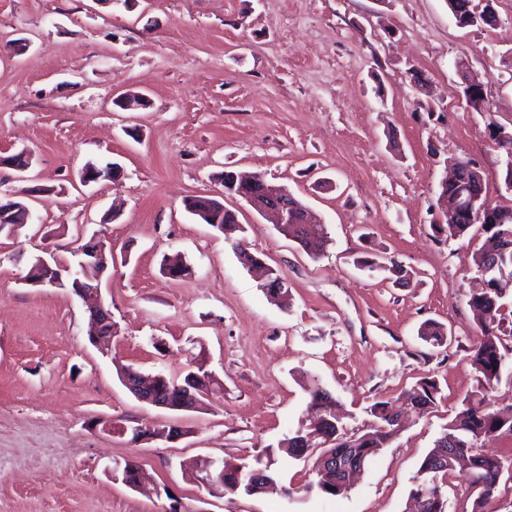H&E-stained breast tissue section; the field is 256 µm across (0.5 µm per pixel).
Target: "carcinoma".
Segmentation results:
<instances>
[{"mask_svg": "<svg viewBox=\"0 0 512 512\" xmlns=\"http://www.w3.org/2000/svg\"><path fill=\"white\" fill-rule=\"evenodd\" d=\"M474 195L486 196V186L477 183L469 187L450 184L441 188L439 196L448 197L450 204H463ZM435 230L448 239L467 236L473 228L471 224H436ZM224 239L239 248L238 234L243 232L240 224L234 223V215L224 212L222 224ZM284 235L298 242L311 256H319L326 240L310 224H288L282 228ZM473 259L476 269L484 270L491 261L496 262V273L491 276V287L471 296V305L482 315L481 337L471 349V361L477 373L476 390L466 395L453 419L444 427V431L435 440L433 448L424 457L419 470L431 471L440 485H445L448 474L456 471L454 456L467 457L473 465L472 475L464 476L468 488L477 492L472 512H489L488 505L499 485L500 470L503 461L487 456L479 451L485 443L504 433L512 434V404L498 406L492 401V393L500 383L504 355L501 353L499 326L495 325L499 302L512 285V222L509 224H480ZM418 336L425 342L442 347L447 343V330L434 321H426L418 330ZM207 375L206 361L196 356L189 364L180 382L164 380L161 386L172 388L173 401L181 400L187 391H195L199 380L195 375ZM314 411V418L308 424L298 428L291 436L282 441L288 454L297 459L311 457L315 453H337L352 468L361 471L382 448L398 435L401 423L398 421V407L390 401H377L370 406L375 418L369 427L361 433L349 434L337 416L325 410L329 401L327 391L320 382L312 378L305 385ZM440 388L433 378H424L413 388L411 404L425 414L437 405ZM318 481L316 486L326 494L336 496V474L323 465L313 467ZM264 485L248 486L240 484L238 467L224 465V492H240L254 495L263 492Z\"/></svg>", "mask_w": 512, "mask_h": 512, "instance_id": "1", "label": "carcinoma"}]
</instances>
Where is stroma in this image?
Segmentation results:
<instances>
[{
    "mask_svg": "<svg viewBox=\"0 0 512 512\" xmlns=\"http://www.w3.org/2000/svg\"><path fill=\"white\" fill-rule=\"evenodd\" d=\"M493 6L494 25L472 26L448 0H0V155L32 157L24 181L0 169V202L32 191L30 223L0 232V512H407L422 460L477 385L473 247L434 230L449 163L476 164L489 201L512 206L493 140L512 132V0ZM470 79L485 111L465 106ZM127 94L137 110L117 106ZM112 162L117 180L82 183ZM225 170L309 205L323 253L226 195ZM192 195L236 211L243 245L287 279V306L186 211ZM95 235L112 242L105 352L78 296L23 282L40 259L75 266ZM376 255L405 278L361 267ZM167 256L190 275L166 277ZM428 320L446 345L419 338ZM200 353L221 383L201 410L140 403L118 377L177 381ZM312 376L350 433L421 378L441 399L409 413L340 496L310 489L309 462L284 454L280 489L254 496H211L183 471L199 455L249 464L277 449L308 418ZM137 426L183 436L136 442ZM117 462L137 464L147 491L113 479Z\"/></svg>",
    "mask_w": 512,
    "mask_h": 512,
    "instance_id": "35a3bbf8",
    "label": "stroma"
}]
</instances>
